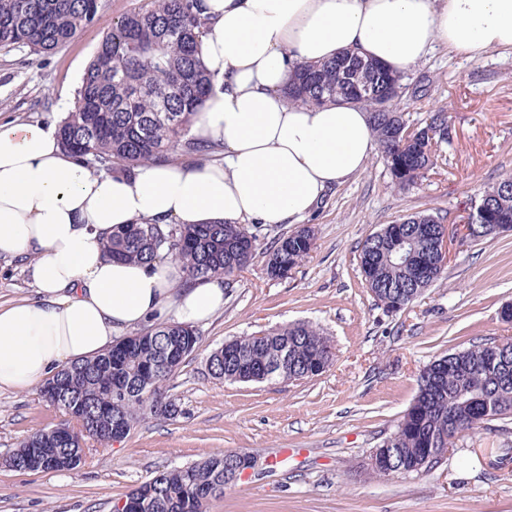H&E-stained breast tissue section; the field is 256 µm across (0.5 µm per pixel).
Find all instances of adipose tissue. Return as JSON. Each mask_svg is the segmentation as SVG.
Segmentation results:
<instances>
[{"instance_id": "adipose-tissue-1", "label": "adipose tissue", "mask_w": 512, "mask_h": 512, "mask_svg": "<svg viewBox=\"0 0 512 512\" xmlns=\"http://www.w3.org/2000/svg\"><path fill=\"white\" fill-rule=\"evenodd\" d=\"M199 57L213 87L192 126L219 159L96 173L53 124L0 122V256L24 260L31 299L0 303V391L44 383L116 333L224 307L223 278L184 283L168 259H112L116 228L291 224L362 173L377 148L361 107L292 105L295 67L344 52L403 72L437 47L476 61L512 50V0H202Z\"/></svg>"}]
</instances>
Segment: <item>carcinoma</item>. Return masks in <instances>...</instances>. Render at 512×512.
Masks as SVG:
<instances>
[{"label": "carcinoma", "mask_w": 512, "mask_h": 512, "mask_svg": "<svg viewBox=\"0 0 512 512\" xmlns=\"http://www.w3.org/2000/svg\"><path fill=\"white\" fill-rule=\"evenodd\" d=\"M100 0H0V49L27 48L48 53L98 19ZM205 21L201 0H152L146 10L123 15L107 33L77 91L76 108L58 124L63 149L97 171H132L169 161V150L203 153L214 149L191 135L194 116L212 87V76L197 57ZM374 91L369 98L365 88ZM419 98L420 89L402 84L399 72L354 54L322 64H301L284 95L290 104L361 105L373 121L392 184L404 189L434 164L435 147L448 142V115L440 110L414 131L400 108L403 94ZM468 213L466 238L490 237L485 226L512 224V175L500 179ZM447 231L443 218L411 215L385 224L369 235L358 254L371 295L390 310L416 300L445 272L436 252ZM256 235L245 225L135 223L112 235L106 245L114 258L151 262L179 260L194 280H236L255 251ZM314 246L310 229L282 237L266 255L272 278L288 275ZM199 336L193 327L159 324L145 333L116 340L105 352L63 367L42 385L41 397L66 416L58 425L29 435L6 459L28 472H63L78 464L79 440L108 443L126 437L146 414L172 416L176 404L163 384L194 352ZM334 358L329 337L304 322L224 343L212 352L211 373L227 381L246 377L301 380ZM480 398L490 420L512 418V340L444 355L420 376L417 395L396 430L384 440L393 462L407 473L428 471L422 450L443 448L483 427L467 409ZM233 482L224 478V456L166 470L125 495L128 512H206L209 501L224 495Z\"/></svg>", "instance_id": "cac0c4a2"}]
</instances>
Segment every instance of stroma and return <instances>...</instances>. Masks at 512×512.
<instances>
[{
	"instance_id": "obj_1",
	"label": "stroma",
	"mask_w": 512,
	"mask_h": 512,
	"mask_svg": "<svg viewBox=\"0 0 512 512\" xmlns=\"http://www.w3.org/2000/svg\"><path fill=\"white\" fill-rule=\"evenodd\" d=\"M150 0H100L99 18L63 46L34 55L0 51V121L58 124L113 20ZM428 79L404 98L411 126L446 110L450 141L409 188H394L380 154L329 191L305 218L310 254L270 278L265 252L291 224L254 226L257 248L224 308L197 325L199 343L165 393L178 413L149 417L118 441H88L65 472H22L0 463V512H112L116 499L158 472L221 452L246 453L254 470L211 500L207 512H512V420H495L457 441L430 471L378 478L366 468L412 403L418 377L441 356L512 338L500 310L512 304V232L454 239L446 275L407 308L392 311L368 292L359 246L381 225L419 213L465 221L478 200L512 173V51L477 61L439 47L405 71ZM305 321L328 336L335 359L318 376L229 382L207 361L226 341ZM63 419L39 387L0 392V460L36 430Z\"/></svg>"
}]
</instances>
